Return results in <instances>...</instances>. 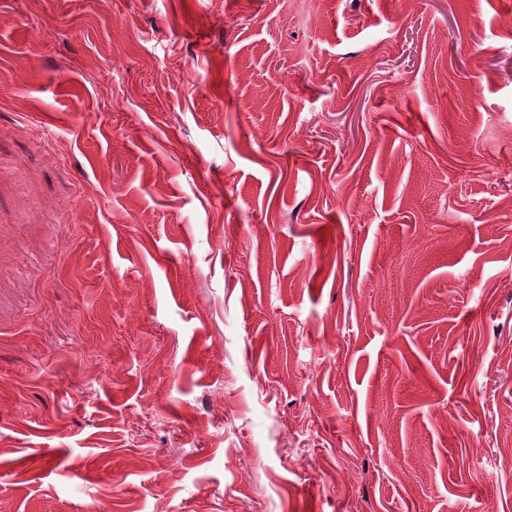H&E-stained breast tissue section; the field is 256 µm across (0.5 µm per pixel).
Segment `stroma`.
<instances>
[{
	"mask_svg": "<svg viewBox=\"0 0 512 512\" xmlns=\"http://www.w3.org/2000/svg\"><path fill=\"white\" fill-rule=\"evenodd\" d=\"M512 512V0H0V512Z\"/></svg>",
	"mask_w": 512,
	"mask_h": 512,
	"instance_id": "stroma-1",
	"label": "stroma"
}]
</instances>
